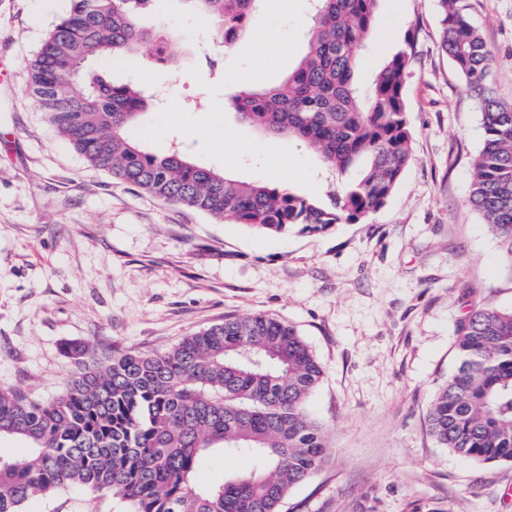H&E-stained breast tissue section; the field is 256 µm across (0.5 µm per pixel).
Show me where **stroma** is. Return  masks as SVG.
I'll return each instance as SVG.
<instances>
[{"mask_svg":"<svg viewBox=\"0 0 512 512\" xmlns=\"http://www.w3.org/2000/svg\"><path fill=\"white\" fill-rule=\"evenodd\" d=\"M69 0H0V389L60 393L74 365L66 341L162 352L233 314L294 325L326 375L309 402L330 454L282 512H512V465L441 448L431 402L457 366L455 328L473 308L512 309V276L470 204L483 146L473 94L441 48L438 0H379L357 81L412 51L404 96L413 159L385 206L320 233H267L165 205L94 168L28 91L29 63ZM490 47L496 94L512 101V0H462ZM224 46L182 0H162L141 26L173 32L178 71L104 65L191 116L219 101L254 141L287 146L315 166L317 198L346 177L304 146L238 120L208 88L259 23ZM199 77H192L191 68ZM26 512H131L121 494L75 488Z\"/></svg>","mask_w":512,"mask_h":512,"instance_id":"1","label":"stroma"}]
</instances>
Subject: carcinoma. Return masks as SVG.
I'll return each mask as SVG.
<instances>
[{
	"label": "carcinoma",
	"mask_w": 512,
	"mask_h": 512,
	"mask_svg": "<svg viewBox=\"0 0 512 512\" xmlns=\"http://www.w3.org/2000/svg\"><path fill=\"white\" fill-rule=\"evenodd\" d=\"M235 37L264 0H185ZM378 0H314L306 47L281 82L231 97L240 119L298 141L323 165L363 172L323 202L195 163L180 148L145 150L131 129L156 96L88 69L148 49L171 69V38L136 17L155 0H70L30 64V92L58 133L94 167L171 206L230 224L281 233L322 232L381 209L412 160L404 88L410 55L395 53L363 95L360 51L373 32ZM441 45L483 117L473 162L471 203L498 241L512 274V103L491 87L493 55L460 0H438ZM458 365L427 417L434 440L482 463L512 464V311L484 308L456 326ZM76 372L50 398L0 390V440L25 449L0 454V512L71 488H112L133 512H281L290 490L325 463L323 425L306 409L325 370L296 329L274 317L229 316L164 352L98 353L88 342L63 346ZM207 453L247 455L259 466L224 483L197 481Z\"/></svg>",
	"instance_id": "obj_1"
}]
</instances>
